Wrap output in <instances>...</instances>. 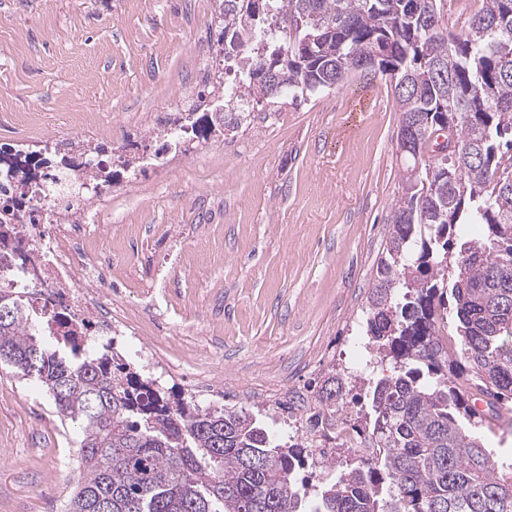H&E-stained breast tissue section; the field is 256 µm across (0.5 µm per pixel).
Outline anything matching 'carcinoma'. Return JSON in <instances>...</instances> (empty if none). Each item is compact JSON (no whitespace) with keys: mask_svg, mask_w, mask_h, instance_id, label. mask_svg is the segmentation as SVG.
Instances as JSON below:
<instances>
[{"mask_svg":"<svg viewBox=\"0 0 512 512\" xmlns=\"http://www.w3.org/2000/svg\"><path fill=\"white\" fill-rule=\"evenodd\" d=\"M220 2L224 55L246 56L248 78L224 86L222 120L175 123L180 136L238 128L247 96L305 100L360 71L389 78L410 160L359 324L390 371L368 380L369 411L352 425L367 453H351L312 512H512V465L499 469L482 433L512 408V0H482L462 34L438 0ZM435 135L457 150L434 152ZM1 154L25 195L37 152L7 165ZM24 218L14 198L0 206V280L31 263ZM465 224L483 237L462 238ZM3 310L0 365L41 384L80 430L68 512H303L296 471L312 443L167 394L19 291L0 288ZM352 390L328 370L310 433L328 437Z\"/></svg>","mask_w":512,"mask_h":512,"instance_id":"cac0c4a2","label":"carcinoma"}]
</instances>
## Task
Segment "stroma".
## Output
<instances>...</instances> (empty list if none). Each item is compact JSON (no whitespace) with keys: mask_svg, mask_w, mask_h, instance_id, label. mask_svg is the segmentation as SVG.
<instances>
[{"mask_svg":"<svg viewBox=\"0 0 512 512\" xmlns=\"http://www.w3.org/2000/svg\"><path fill=\"white\" fill-rule=\"evenodd\" d=\"M216 0H0V144L95 137L112 170L101 225H136L112 280V310L161 316L144 338L158 371L114 335L112 350L159 388L301 432L327 371L357 375L388 217L402 194L400 112L388 79L258 109L229 136L183 152L160 137L224 71ZM78 446L41 386L0 368V512H66Z\"/></svg>","mask_w":512,"mask_h":512,"instance_id":"obj_1","label":"stroma"}]
</instances>
